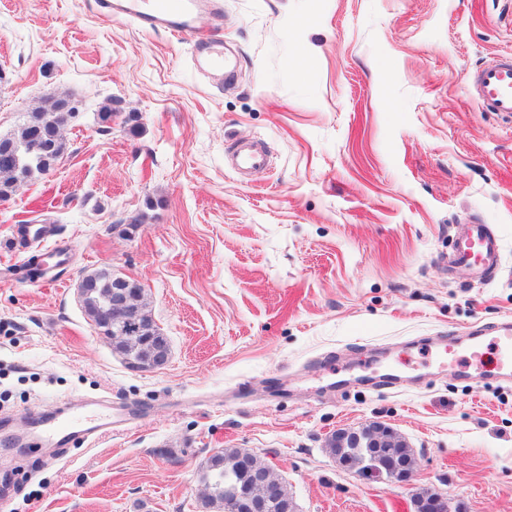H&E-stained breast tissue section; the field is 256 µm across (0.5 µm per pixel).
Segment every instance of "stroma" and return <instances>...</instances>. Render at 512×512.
Masks as SVG:
<instances>
[{
    "label": "stroma",
    "mask_w": 512,
    "mask_h": 512,
    "mask_svg": "<svg viewBox=\"0 0 512 512\" xmlns=\"http://www.w3.org/2000/svg\"><path fill=\"white\" fill-rule=\"evenodd\" d=\"M220 35L221 89L188 39L87 0H0V135L44 99L81 104L55 169L0 202V512H201L225 448L280 473L296 512H413L421 491L512 512V383L491 351L461 380L443 344L512 321V118L470 83L512 54V0H224ZM235 140L270 170L229 168ZM24 220L68 254L51 276L25 275ZM474 220L500 243L484 277L449 263ZM104 268L143 286L163 368L127 365L85 315L77 286ZM91 397L117 431L12 446ZM373 422L407 441L411 485L330 453Z\"/></svg>",
    "instance_id": "obj_1"
}]
</instances>
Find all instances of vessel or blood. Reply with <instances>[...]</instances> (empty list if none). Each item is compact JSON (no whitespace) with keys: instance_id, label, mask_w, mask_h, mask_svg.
<instances>
[{"instance_id":"1","label":"vessel or blood","mask_w":512,"mask_h":512,"mask_svg":"<svg viewBox=\"0 0 512 512\" xmlns=\"http://www.w3.org/2000/svg\"><path fill=\"white\" fill-rule=\"evenodd\" d=\"M99 15L127 18L149 31H166L188 38L194 60L203 62L205 71L216 85H223L227 62L224 58V41L214 26L224 10L223 0H95ZM476 96L482 106L491 112L512 114V57H503L480 69L473 78ZM234 169L242 172L263 171L269 168L270 159L265 149H235L230 155ZM499 253L497 238L483 224L469 225L459 241L455 260L457 263L490 268ZM493 342L497 348V376L512 378V323L502 322L492 326ZM484 335L470 339L467 352L475 366L484 362ZM112 409L95 401L59 409L57 416L42 424L40 439L46 443L60 441H92L112 431Z\"/></svg>"}]
</instances>
